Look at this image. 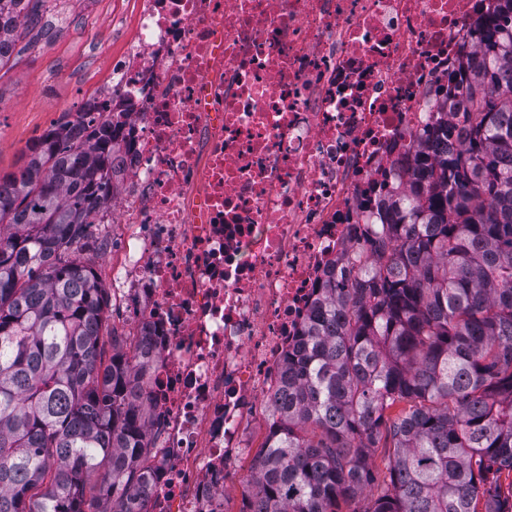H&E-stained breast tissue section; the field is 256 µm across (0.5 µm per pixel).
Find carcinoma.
I'll use <instances>...</instances> for the list:
<instances>
[{"label": "carcinoma", "mask_w": 512, "mask_h": 512, "mask_svg": "<svg viewBox=\"0 0 512 512\" xmlns=\"http://www.w3.org/2000/svg\"><path fill=\"white\" fill-rule=\"evenodd\" d=\"M43 0H0V69ZM420 138L409 185L352 244L281 365L242 512H512V0ZM120 125L62 117L0 175V512H143L151 360L93 266Z\"/></svg>", "instance_id": "cac0c4a2"}]
</instances>
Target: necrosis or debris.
<instances>
[{
    "instance_id": "4bbe7bcc",
    "label": "necrosis or debris",
    "mask_w": 512,
    "mask_h": 512,
    "mask_svg": "<svg viewBox=\"0 0 512 512\" xmlns=\"http://www.w3.org/2000/svg\"><path fill=\"white\" fill-rule=\"evenodd\" d=\"M494 0H140L114 58L120 331L154 356L147 512H225L323 274L408 185Z\"/></svg>"
}]
</instances>
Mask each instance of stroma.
Instances as JSON below:
<instances>
[{"mask_svg": "<svg viewBox=\"0 0 512 512\" xmlns=\"http://www.w3.org/2000/svg\"><path fill=\"white\" fill-rule=\"evenodd\" d=\"M138 0H44L42 20L0 70V174L22 150L111 79L136 31Z\"/></svg>", "mask_w": 512, "mask_h": 512, "instance_id": "1", "label": "stroma"}]
</instances>
